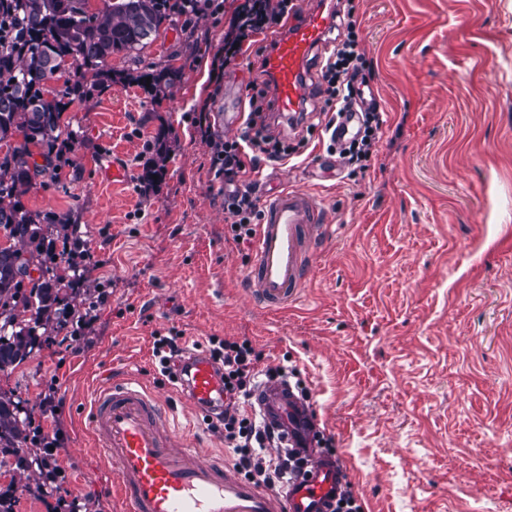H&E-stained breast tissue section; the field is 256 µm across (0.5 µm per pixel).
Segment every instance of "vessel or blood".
<instances>
[{"label":"vessel or blood","mask_w":512,"mask_h":512,"mask_svg":"<svg viewBox=\"0 0 512 512\" xmlns=\"http://www.w3.org/2000/svg\"><path fill=\"white\" fill-rule=\"evenodd\" d=\"M333 11L332 0L298 8L289 15L286 30L272 37L266 70L278 120L297 119L305 110L313 90L310 66L335 23ZM330 229L326 208L310 190L272 186L263 199L245 275L254 303L274 311L296 303L315 246ZM185 362L186 400L195 413L222 407L224 384L209 357L193 351ZM252 402L303 462L301 473L277 493L194 448L140 380L125 378L100 390L90 407V432L114 469L123 512H331L345 470L319 446L320 423L312 402L285 381L261 383Z\"/></svg>","instance_id":"obj_1"}]
</instances>
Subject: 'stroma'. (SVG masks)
<instances>
[{
  "label": "stroma",
  "instance_id": "1",
  "mask_svg": "<svg viewBox=\"0 0 512 512\" xmlns=\"http://www.w3.org/2000/svg\"><path fill=\"white\" fill-rule=\"evenodd\" d=\"M240 0L164 25L117 76L72 97L62 116L56 180L36 176L26 210L81 225L91 323L39 341L0 371V390L28 414V440L56 441L63 467L51 495L38 468L0 455V494L14 512H68L88 493L121 512L113 469L91 439L96 391L132 373L150 386L195 447L223 453L162 376L153 337L249 340L259 369L295 367L363 512H512V0H354L375 64L385 134L367 170L346 176L323 145L295 166L263 171L325 203L333 231L307 271L302 300L284 311L243 288L249 246L224 239V198L211 149L195 132L209 107L247 108L258 79L247 51L214 92L211 63ZM178 69L156 94L120 72ZM126 180L106 182L113 163ZM53 405H45L46 397Z\"/></svg>",
  "mask_w": 512,
  "mask_h": 512
}]
</instances>
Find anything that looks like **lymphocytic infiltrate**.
Segmentation results:
<instances>
[{
	"mask_svg": "<svg viewBox=\"0 0 512 512\" xmlns=\"http://www.w3.org/2000/svg\"><path fill=\"white\" fill-rule=\"evenodd\" d=\"M295 8V0H241L224 33V46L214 67L216 79H223L228 65L252 46L255 37L281 33ZM353 13L350 7L335 10L336 48L318 75L321 112L335 121L349 109L356 83L369 82L374 76L373 62L361 48ZM247 89L250 111L236 137L214 140L207 113H200L197 120L202 138L213 143L214 175L224 182L226 239L238 246L254 238L262 217L256 174L299 151L297 145L273 130L272 103L266 87L252 82ZM383 123L377 107H370L362 114L356 137L346 145L329 143V152L338 154L345 166L367 168L381 138ZM209 344L210 356L223 372L224 408L206 415L205 423L223 435L225 445L233 450L235 469L245 478L269 489L288 484L299 469L298 461L290 451L280 449L275 432L249 408L252 392L262 377L286 375V367L259 371L260 356L246 339L214 336Z\"/></svg>",
	"mask_w": 512,
	"mask_h": 512,
	"instance_id": "obj_1",
	"label": "lymphocytic infiltrate"
}]
</instances>
